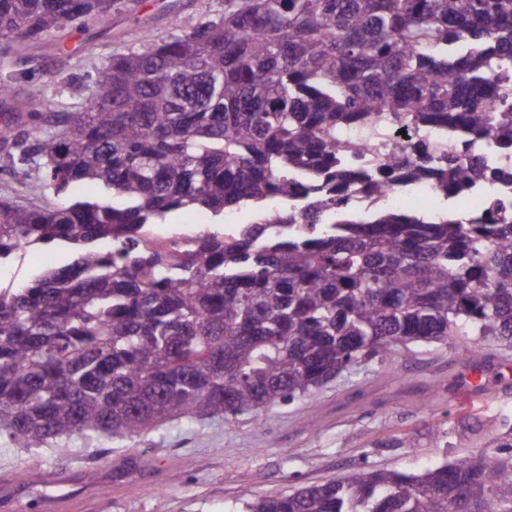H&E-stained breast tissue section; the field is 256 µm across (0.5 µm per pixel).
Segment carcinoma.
<instances>
[{
    "instance_id": "obj_1",
    "label": "carcinoma",
    "mask_w": 512,
    "mask_h": 512,
    "mask_svg": "<svg viewBox=\"0 0 512 512\" xmlns=\"http://www.w3.org/2000/svg\"><path fill=\"white\" fill-rule=\"evenodd\" d=\"M129 0H0L21 56ZM512 0H224L183 30L113 55L82 110L51 130L0 128L17 173L44 168L53 206L0 200V262L64 243L0 284V432L20 448L104 445L170 418L259 414L408 344L512 347V220L467 224L382 200L485 177L428 143L487 135L512 155ZM422 134L356 170L360 145ZM97 194L67 199L71 185ZM192 207L257 219L163 246L149 226ZM498 450L420 473L361 469L255 498L245 512H512V428Z\"/></svg>"
}]
</instances>
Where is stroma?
I'll use <instances>...</instances> for the list:
<instances>
[{
  "label": "stroma",
  "mask_w": 512,
  "mask_h": 512,
  "mask_svg": "<svg viewBox=\"0 0 512 512\" xmlns=\"http://www.w3.org/2000/svg\"><path fill=\"white\" fill-rule=\"evenodd\" d=\"M224 0H138L131 13L84 24L67 23L26 57L0 52V81L12 96L0 100V124L22 130L31 123L21 104L39 89L54 104L42 110L50 128L62 112L84 103L112 55L137 44L143 27L159 36L178 32L183 12L215 16ZM224 223L198 212H171L153 225L157 240L223 230ZM512 349L491 348L480 365L493 391L482 398L464 393L471 365L455 350L417 345L393 363L374 359L317 390L313 400H283L260 417L178 419L157 430L113 442L74 436L46 448L17 447L0 435V512L34 507L41 492L82 493L81 512H241L256 497L280 496L307 485L348 476L357 469L418 473L454 456L493 451L494 440L512 426V379L496 375ZM319 411L318 430L303 419ZM445 433L434 439V429Z\"/></svg>",
  "instance_id": "obj_1"
}]
</instances>
